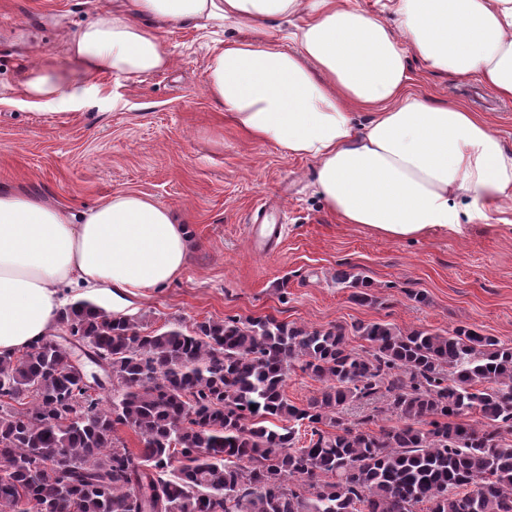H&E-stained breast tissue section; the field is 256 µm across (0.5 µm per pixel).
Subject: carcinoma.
Wrapping results in <instances>:
<instances>
[{
  "label": "carcinoma",
  "instance_id": "1",
  "mask_svg": "<svg viewBox=\"0 0 512 512\" xmlns=\"http://www.w3.org/2000/svg\"><path fill=\"white\" fill-rule=\"evenodd\" d=\"M336 277L372 302L369 280ZM58 321L108 363L112 402L58 343L0 356V512H512V346L493 336L361 324L359 353L341 325L265 315L145 333L87 300ZM297 364L326 384L304 407L283 390ZM377 398L400 424L318 428Z\"/></svg>",
  "mask_w": 512,
  "mask_h": 512
}]
</instances>
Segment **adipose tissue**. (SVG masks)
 <instances>
[{"instance_id":"1","label":"adipose tissue","mask_w":512,"mask_h":512,"mask_svg":"<svg viewBox=\"0 0 512 512\" xmlns=\"http://www.w3.org/2000/svg\"><path fill=\"white\" fill-rule=\"evenodd\" d=\"M392 10L400 26L357 0H121L67 50L84 69L139 76L171 63L142 17L252 25L260 38L222 41L208 64V94L225 117L253 141L313 160L316 192L342 223L395 240L457 233L512 203V150L480 113L412 91L407 59L512 101V0H392ZM65 86L86 95L50 58L22 83L34 105ZM187 260L185 225L146 194L78 211L0 187V356L49 334L64 289L84 287L95 302L141 295L179 279Z\"/></svg>"}]
</instances>
